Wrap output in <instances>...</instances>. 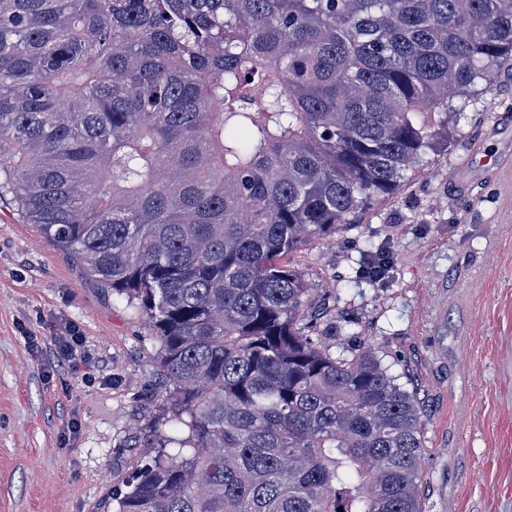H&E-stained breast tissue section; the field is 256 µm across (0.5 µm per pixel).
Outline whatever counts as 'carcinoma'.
Returning <instances> with one entry per match:
<instances>
[{
  "instance_id": "1",
  "label": "carcinoma",
  "mask_w": 512,
  "mask_h": 512,
  "mask_svg": "<svg viewBox=\"0 0 512 512\" xmlns=\"http://www.w3.org/2000/svg\"><path fill=\"white\" fill-rule=\"evenodd\" d=\"M505 68L512 0H0V201L158 343L107 512H423L415 393L286 257Z\"/></svg>"
}]
</instances>
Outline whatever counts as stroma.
<instances>
[{
	"mask_svg": "<svg viewBox=\"0 0 512 512\" xmlns=\"http://www.w3.org/2000/svg\"><path fill=\"white\" fill-rule=\"evenodd\" d=\"M465 112L447 154L291 261L414 390L426 512H512V73ZM377 246L389 278H355ZM157 352L141 315L0 202V512H102L146 454Z\"/></svg>",
	"mask_w": 512,
	"mask_h": 512,
	"instance_id": "obj_1",
	"label": "stroma"
}]
</instances>
